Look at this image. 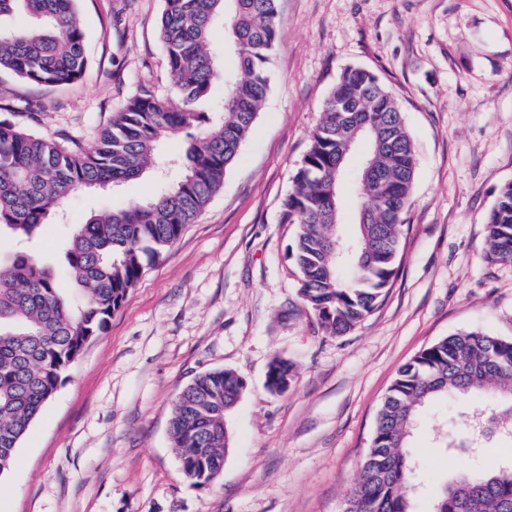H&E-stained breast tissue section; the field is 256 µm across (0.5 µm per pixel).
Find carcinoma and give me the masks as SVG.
Returning a JSON list of instances; mask_svg holds the SVG:
<instances>
[{
    "instance_id": "obj_1",
    "label": "carcinoma",
    "mask_w": 512,
    "mask_h": 512,
    "mask_svg": "<svg viewBox=\"0 0 512 512\" xmlns=\"http://www.w3.org/2000/svg\"><path fill=\"white\" fill-rule=\"evenodd\" d=\"M77 0H0V20L18 7L34 17L26 28L0 23V72L38 86L80 81L87 67ZM158 35L179 102L142 89L128 100L95 146L85 150L0 120V231L30 242L66 200L87 189L117 187L162 163L160 146L188 132L181 174L146 201L107 209L75 225L64 249L77 288L58 286L55 267L32 249L0 255V476L65 372L137 286L146 268L196 221L223 187L271 89L270 65L279 32L278 0H163ZM223 18L225 47L237 72L210 51ZM224 85L222 117L195 105ZM367 144L373 175L336 165L349 141ZM417 159L401 107L372 71L347 67L322 104L309 147L284 199L282 221L295 225L289 250L299 273L302 307L328 336H343L382 301L402 259V227ZM348 177L359 211L351 239L340 232L338 186ZM488 258L512 264V183L501 187L487 217ZM267 389L283 394L293 365L274 359ZM233 371L195 378L173 402L170 434L187 478L212 484L224 469L231 434L224 415L241 395ZM452 397H477L468 435L440 434L449 452L478 448L491 431L512 435V338L460 331L421 350L398 371L378 409L369 448L343 512H414L411 481L418 459L408 443L420 409ZM433 512H512V464L476 467L436 484Z\"/></svg>"
}]
</instances>
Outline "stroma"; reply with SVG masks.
<instances>
[{
  "instance_id": "1",
  "label": "stroma",
  "mask_w": 512,
  "mask_h": 512,
  "mask_svg": "<svg viewBox=\"0 0 512 512\" xmlns=\"http://www.w3.org/2000/svg\"><path fill=\"white\" fill-rule=\"evenodd\" d=\"M163 0H78L87 71L61 88L0 74V119L92 148L141 88L177 98L158 37ZM271 90L224 186L147 269L69 368L0 478V512H343L382 398L422 348L460 331L512 338V265L486 258L485 219L512 183V0H279ZM376 73L402 105L417 167L399 273L355 330L328 336L304 311L282 202L321 105L343 68ZM183 134L163 144V174L82 193L36 242L69 289L62 246L90 213L155 194L182 169ZM290 361L287 393L265 387ZM244 380L227 414L220 477L183 474L172 402L209 371ZM469 400L424 408L411 438L421 461L418 512L433 482L481 461L440 448L439 418ZM267 389L272 394L286 393L294 381L293 365L281 358L274 359L267 371Z\"/></svg>"
}]
</instances>
